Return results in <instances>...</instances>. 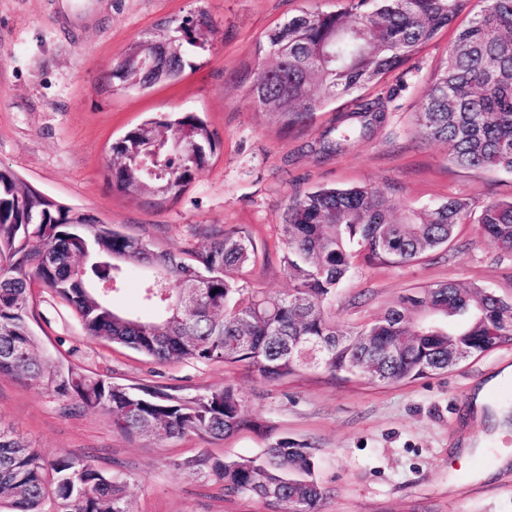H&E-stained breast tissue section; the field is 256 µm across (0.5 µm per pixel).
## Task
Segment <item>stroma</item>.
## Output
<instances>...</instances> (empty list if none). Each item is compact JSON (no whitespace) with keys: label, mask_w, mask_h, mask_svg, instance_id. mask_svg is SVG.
Wrapping results in <instances>:
<instances>
[{"label":"stroma","mask_w":512,"mask_h":512,"mask_svg":"<svg viewBox=\"0 0 512 512\" xmlns=\"http://www.w3.org/2000/svg\"><path fill=\"white\" fill-rule=\"evenodd\" d=\"M55 0H0V167L54 200L83 210L159 249L202 247L233 228L258 257L245 280L269 293L292 283L283 270L282 216L289 200L320 187L373 186L391 194L395 218L451 197L473 209L512 198V174L470 170L449 160L445 142H421L413 124L455 31L439 33L415 59L366 89L388 105V120L327 158L305 151L335 125L341 98L303 130L284 134L254 110L235 76L256 60L265 32L299 11H332L342 0H90L62 25ZM205 13L219 35L179 78L148 89H114L112 66L164 20ZM194 112L217 149L176 199L158 203L112 190L111 146L148 116ZM463 280L512 301V252L459 225L452 246L408 264L354 263L328 307L339 329L383 315L401 296L435 282ZM37 329L46 347L120 384L176 387L185 394L234 386L243 411L261 422L221 440L132 437L100 411L71 414L33 381L0 374V421L49 457L89 459L128 481L133 512H267L257 499L225 496L220 485L174 467L202 452L257 458L278 439L310 447L325 490L320 512H512V470L477 475L512 432L476 456L454 453L479 437L468 420L471 390L512 365V346L470 358L442 374L373 385L319 371L264 382L244 368L193 361L158 364L128 348L87 338L45 290Z\"/></svg>","instance_id":"obj_1"}]
</instances>
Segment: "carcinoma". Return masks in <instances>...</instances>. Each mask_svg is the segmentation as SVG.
Returning a JSON list of instances; mask_svg holds the SVG:
<instances>
[{"instance_id":"carcinoma-1","label":"carcinoma","mask_w":512,"mask_h":512,"mask_svg":"<svg viewBox=\"0 0 512 512\" xmlns=\"http://www.w3.org/2000/svg\"><path fill=\"white\" fill-rule=\"evenodd\" d=\"M340 11H303L270 28L264 48L276 63L242 79L259 112L293 129L311 122L329 102L351 97V108L310 150L326 157L353 138H364L387 119L379 98L355 92L414 59L452 26L466 0H345ZM483 8L459 29L421 111L418 135L451 145V161L464 168L512 172V0H482ZM167 38L160 80L178 78L190 58L218 29L204 13L157 28ZM132 46L112 67V83L135 85L140 73ZM181 141L160 154L154 171L138 165L155 137ZM215 151V139L196 114L145 121L112 143L111 184L130 196L176 198ZM388 194L376 187L319 188L295 195L283 214L284 272L292 288L270 294L252 288L242 272L256 259L251 238L222 232L187 260L152 249L162 270L148 279L143 300L154 310L142 318L116 308L97 285L118 293L129 268L141 264L145 242L110 224H88L82 211L60 204L0 168V374L32 379L65 402L71 413L103 410L125 434L159 438L188 434L219 440L261 424L241 409L227 385L196 394L147 385L126 386L41 350L32 327L34 283L72 311L93 340L129 347L165 364L177 361L242 365L265 381L317 370L348 380L370 361L366 380L403 382L448 369V350L474 357L512 345V302L494 292L483 309H466L481 288L438 282L401 297L381 317L350 332L336 328L327 306L354 261L367 266L409 264L448 245L471 216L463 198L393 216ZM479 231L512 251V200L487 203ZM191 477L222 484L227 495L256 498L271 512H319L323 488L312 479L309 448L281 439L263 460L226 461L211 455L176 460ZM132 512L127 481L91 461L52 459L0 422V505L12 512Z\"/></svg>"}]
</instances>
